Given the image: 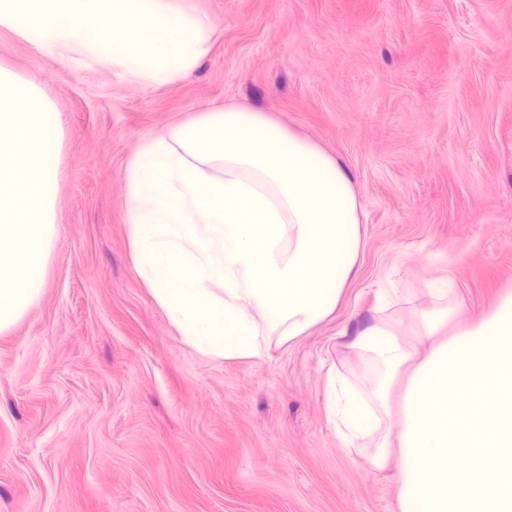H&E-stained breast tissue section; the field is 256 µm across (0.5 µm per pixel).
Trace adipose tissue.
Segmentation results:
<instances>
[{
	"label": "adipose tissue",
	"mask_w": 512,
	"mask_h": 512,
	"mask_svg": "<svg viewBox=\"0 0 512 512\" xmlns=\"http://www.w3.org/2000/svg\"><path fill=\"white\" fill-rule=\"evenodd\" d=\"M124 208L139 280L182 342L261 359L338 308L362 238L348 170L242 103L204 107L144 136ZM351 335L362 381L327 385L343 447L370 439L396 473L398 512H512V290L474 321L447 289ZM466 468H458V460Z\"/></svg>",
	"instance_id": "1"
}]
</instances>
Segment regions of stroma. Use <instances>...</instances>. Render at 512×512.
Instances as JSON below:
<instances>
[{
	"instance_id": "stroma-1",
	"label": "stroma",
	"mask_w": 512,
	"mask_h": 512,
	"mask_svg": "<svg viewBox=\"0 0 512 512\" xmlns=\"http://www.w3.org/2000/svg\"><path fill=\"white\" fill-rule=\"evenodd\" d=\"M188 78L145 89L0 31V63L62 114L58 237L39 303L0 335V512H396L393 469L342 448L326 375L345 325L428 302L473 320L512 287V0H201ZM269 112L351 173L363 248L339 308L260 360L187 347L134 273L133 143L224 102Z\"/></svg>"
}]
</instances>
